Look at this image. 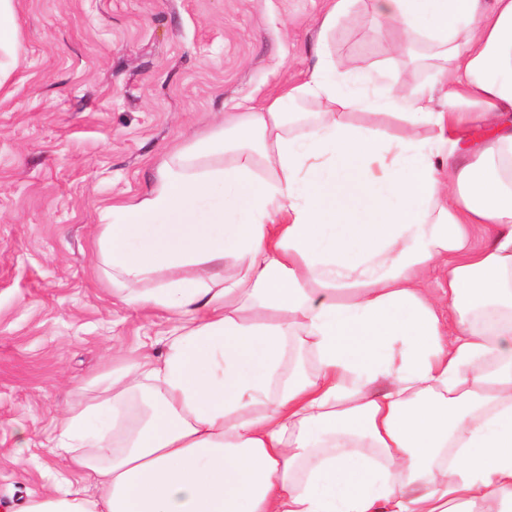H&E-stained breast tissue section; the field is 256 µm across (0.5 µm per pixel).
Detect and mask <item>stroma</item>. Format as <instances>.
Returning a JSON list of instances; mask_svg holds the SVG:
<instances>
[{"instance_id": "35a3bbf8", "label": "stroma", "mask_w": 512, "mask_h": 512, "mask_svg": "<svg viewBox=\"0 0 512 512\" xmlns=\"http://www.w3.org/2000/svg\"><path fill=\"white\" fill-rule=\"evenodd\" d=\"M327 0H16L18 63L0 91V500L22 508L65 469V410L165 329L112 289V205L219 113L301 82ZM350 68L432 83L370 22H337Z\"/></svg>"}]
</instances>
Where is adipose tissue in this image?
Masks as SVG:
<instances>
[{
  "label": "adipose tissue",
  "instance_id": "adipose-tissue-1",
  "mask_svg": "<svg viewBox=\"0 0 512 512\" xmlns=\"http://www.w3.org/2000/svg\"><path fill=\"white\" fill-rule=\"evenodd\" d=\"M353 2L329 0L302 82L113 207L112 283L169 327L124 374L144 406L113 402L98 433L93 407L64 413L53 452L84 484L56 478L26 512H512V0H370L441 100L332 57ZM18 40L0 0V90Z\"/></svg>",
  "mask_w": 512,
  "mask_h": 512
}]
</instances>
